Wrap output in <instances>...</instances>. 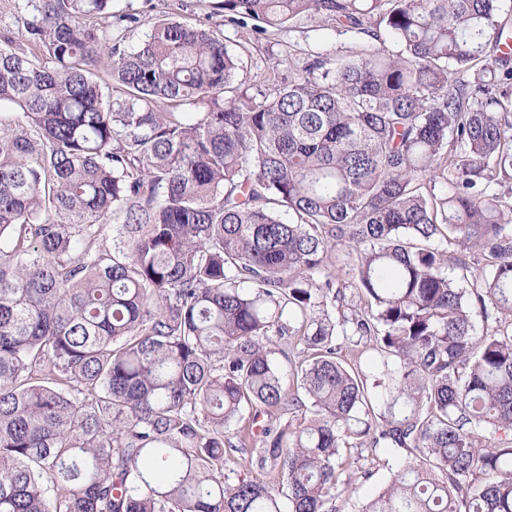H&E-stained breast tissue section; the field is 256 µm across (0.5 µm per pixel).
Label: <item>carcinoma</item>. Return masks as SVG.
Wrapping results in <instances>:
<instances>
[{"label":"carcinoma","instance_id":"cac0c4a2","mask_svg":"<svg viewBox=\"0 0 512 512\" xmlns=\"http://www.w3.org/2000/svg\"><path fill=\"white\" fill-rule=\"evenodd\" d=\"M220 8L360 39L239 84L112 0L0 32V512H336L380 449L355 512H512L501 0ZM387 468L380 467L379 469L374 470L370 478L363 479V481L360 482L358 486V490L354 496L353 501H345L344 499L337 500L336 506L338 511L336 512H353L354 502L360 503L369 500L373 494L384 484L388 476Z\"/></svg>","mask_w":512,"mask_h":512}]
</instances>
